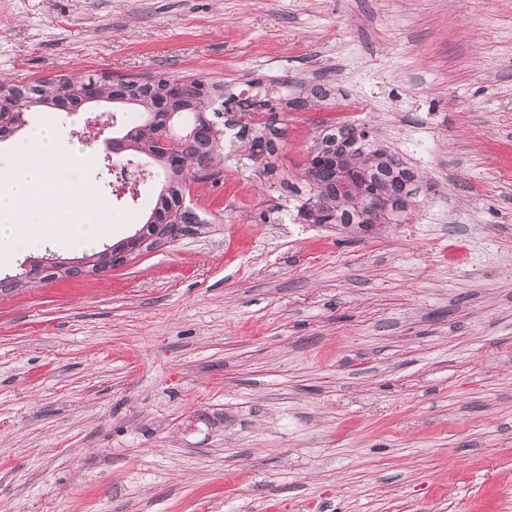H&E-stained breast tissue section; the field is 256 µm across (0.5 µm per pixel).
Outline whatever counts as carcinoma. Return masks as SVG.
<instances>
[{
	"label": "carcinoma",
	"instance_id": "cac0c4a2",
	"mask_svg": "<svg viewBox=\"0 0 512 512\" xmlns=\"http://www.w3.org/2000/svg\"><path fill=\"white\" fill-rule=\"evenodd\" d=\"M96 85L98 95L106 102L132 105L143 120L119 137L112 139L113 165L125 169L134 162L132 154L144 155L156 164V174L163 185L153 210L160 214L161 232L168 239L198 234L206 227L195 210L183 203L187 178L210 179L212 162L224 153V112L249 114L264 110L274 112L294 105L288 100V87L276 96L240 98L229 95L225 103L216 104L203 93L204 83L198 79L174 78L157 71L141 79H108L96 73L63 76L57 80H36L27 84H0V141L26 126L34 108L46 112H73L77 109V93L83 85ZM170 110L178 114L205 111L207 124L193 125L191 139L173 135L160 144L163 131L158 116ZM233 152H243L268 170L274 148L246 122L230 142ZM308 198L299 206L297 217L303 224H352L367 230L374 224L387 222L389 216L407 209L416 195L413 172L384 148L372 146L369 134L348 125L334 133L312 141L308 160L301 169ZM126 247L123 240L82 256L105 265L115 266L120 258L114 253Z\"/></svg>",
	"mask_w": 512,
	"mask_h": 512
}]
</instances>
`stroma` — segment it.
<instances>
[{"label":"stroma","mask_w":512,"mask_h":512,"mask_svg":"<svg viewBox=\"0 0 512 512\" xmlns=\"http://www.w3.org/2000/svg\"><path fill=\"white\" fill-rule=\"evenodd\" d=\"M105 70L284 80L309 124L190 183L205 233L0 288V512H512V0H0V80ZM342 101L416 175L398 221L295 218ZM90 116L117 241L161 183L111 192L129 106L60 113V154Z\"/></svg>","instance_id":"stroma-1"}]
</instances>
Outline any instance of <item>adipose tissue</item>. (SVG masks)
I'll return each mask as SVG.
<instances>
[{
  "label": "adipose tissue",
  "mask_w": 512,
  "mask_h": 512,
  "mask_svg": "<svg viewBox=\"0 0 512 512\" xmlns=\"http://www.w3.org/2000/svg\"><path fill=\"white\" fill-rule=\"evenodd\" d=\"M90 157L87 149L75 159L62 156L54 128L45 122L19 142L8 159H0V257L49 243L99 244L112 220L104 205H88L86 189L72 179L76 159ZM73 209L82 212L83 220L68 233L55 219L61 211Z\"/></svg>",
  "instance_id": "adipose-tissue-1"
}]
</instances>
